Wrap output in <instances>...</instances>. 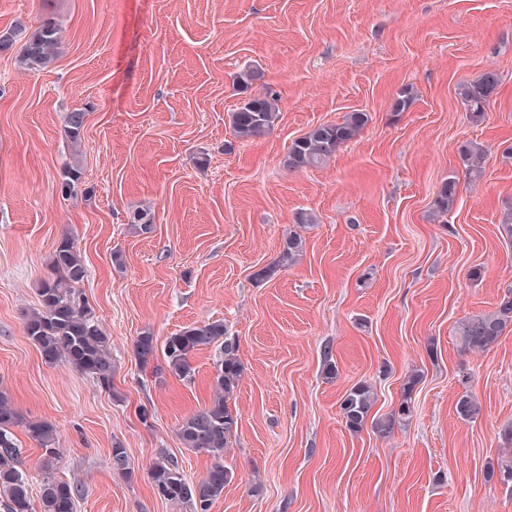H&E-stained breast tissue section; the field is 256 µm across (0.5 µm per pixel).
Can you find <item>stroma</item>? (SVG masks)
Returning <instances> with one entry per match:
<instances>
[{"mask_svg":"<svg viewBox=\"0 0 512 512\" xmlns=\"http://www.w3.org/2000/svg\"><path fill=\"white\" fill-rule=\"evenodd\" d=\"M44 17L62 30L52 68L28 74L0 53V390L56 425L55 474L78 486L75 512H185L147 473L162 457L191 481L212 465L177 429L207 403L218 351L194 354V383L154 382L134 343L216 320L243 371L223 458L232 480L211 512H512L497 472L512 331L476 353L455 334L512 289V0H0V31L17 43ZM247 67L260 77L244 90L234 77ZM489 70L498 93L474 121L456 87ZM406 86L415 99L394 113ZM263 91L279 121L239 141L230 114ZM75 110L83 175L65 197ZM355 110L369 122L328 165L283 167L295 138ZM469 140L490 150L484 176L432 220ZM140 209L150 233L129 224ZM300 210L318 217L300 230L303 255L255 279ZM65 236L109 338V391L46 364L24 330ZM413 372L409 421L386 437L347 428L348 389L371 383L385 415ZM467 392L482 405L473 422L456 412ZM117 442L131 477L112 470ZM85 117V112H82L81 110H76L73 112H69L66 119L64 133L71 144L73 152L75 153H77V148L80 146V143L82 142Z\"/></svg>","mask_w":512,"mask_h":512,"instance_id":"35a3bbf8","label":"stroma"}]
</instances>
